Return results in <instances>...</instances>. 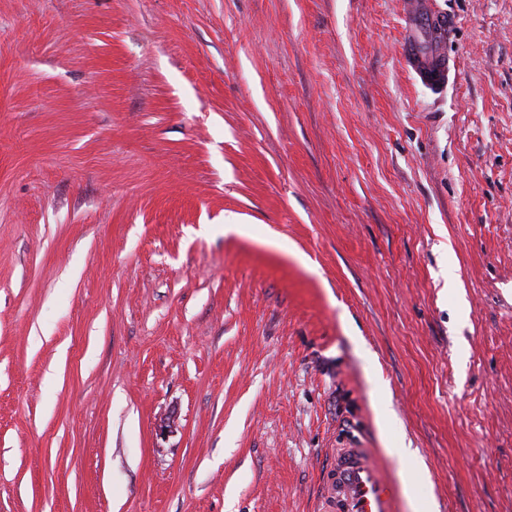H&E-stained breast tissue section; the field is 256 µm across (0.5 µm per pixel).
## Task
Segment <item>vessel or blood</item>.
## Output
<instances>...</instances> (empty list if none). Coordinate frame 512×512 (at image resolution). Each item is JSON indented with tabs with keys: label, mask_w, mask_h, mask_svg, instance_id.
Wrapping results in <instances>:
<instances>
[{
	"label": "vessel or blood",
	"mask_w": 512,
	"mask_h": 512,
	"mask_svg": "<svg viewBox=\"0 0 512 512\" xmlns=\"http://www.w3.org/2000/svg\"><path fill=\"white\" fill-rule=\"evenodd\" d=\"M336 512H393L395 497L364 448H341L332 468Z\"/></svg>",
	"instance_id": "b4317fda"
}]
</instances>
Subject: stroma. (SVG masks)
<instances>
[{
  "label": "stroma",
  "instance_id": "stroma-1",
  "mask_svg": "<svg viewBox=\"0 0 512 512\" xmlns=\"http://www.w3.org/2000/svg\"><path fill=\"white\" fill-rule=\"evenodd\" d=\"M425 2L433 90L408 0H0V512H329L348 444L512 512V0Z\"/></svg>",
  "mask_w": 512,
  "mask_h": 512
}]
</instances>
